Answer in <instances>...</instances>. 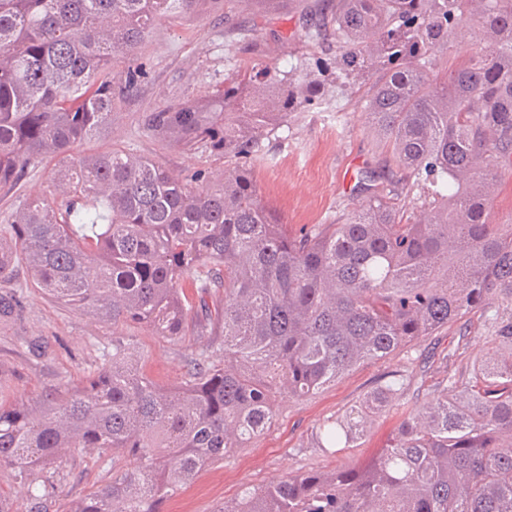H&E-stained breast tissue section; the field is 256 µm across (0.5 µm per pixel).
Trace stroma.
Here are the masks:
<instances>
[{"mask_svg": "<svg viewBox=\"0 0 512 512\" xmlns=\"http://www.w3.org/2000/svg\"><path fill=\"white\" fill-rule=\"evenodd\" d=\"M301 26L298 6L259 16L242 11L234 2L202 16L158 22L140 50L146 79L115 105L110 125L81 143V152L121 147L155 158L183 178L199 169L220 175L223 159L166 147L143 128V113L216 91L225 78L248 74L255 65L284 71L303 62L322 71L329 81L325 99L292 113L287 126L264 140L263 152L253 165L255 180L263 201L282 215L289 231L336 223L364 199L357 186L360 170H376L387 184L396 182L401 173L379 148L363 115L361 90L354 85L340 93L332 88L329 56L318 48L304 52ZM15 277L23 285L24 308L19 320L0 327V399L36 400L49 389L96 374L111 362V327L32 288L25 265L17 266ZM126 341L138 351L143 372L166 387L185 381L191 354L204 345L203 339L190 334L169 341L145 326L128 328ZM487 342L483 323L473 319L467 331L451 324L422 340L418 350L427 360L457 347L450 369L464 373ZM403 363V357L395 355L361 364L310 398L276 393V417L269 430L234 456L202 470L186 489L163 502L161 512H220L248 484L276 483L298 470L371 463L390 443L401 410L393 408L377 417L360 447L337 455L314 447L312 435ZM64 473L60 500L64 506L112 478L109 462L81 454L68 455Z\"/></svg>", "mask_w": 512, "mask_h": 512, "instance_id": "1", "label": "stroma"}]
</instances>
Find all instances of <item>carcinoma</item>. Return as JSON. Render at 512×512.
I'll return each instance as SVG.
<instances>
[{"label": "carcinoma", "instance_id": "carcinoma-1", "mask_svg": "<svg viewBox=\"0 0 512 512\" xmlns=\"http://www.w3.org/2000/svg\"><path fill=\"white\" fill-rule=\"evenodd\" d=\"M222 0H0V192L54 161L45 193L0 224V321L22 311L17 261L52 300L112 325V364L37 403H0V471L31 490L26 512H160L203 468L271 427L273 396L316 394L470 314L491 347L442 370L403 412L373 465L297 471L250 485L224 512H512V224L479 190L512 170V0H322L300 40L336 47V88L370 85L365 115L403 178L360 173L363 205L337 224L287 230L259 195L263 139L320 95L314 71L260 69L146 112L169 148L224 159L189 179L120 148L78 146L144 77L156 22ZM262 13L285 0H237ZM468 38L463 60L448 64ZM126 63L121 73L117 63ZM176 340L221 336L173 390L128 352L121 327ZM405 366L324 422L316 448H356L403 400ZM118 453L112 479L56 508L66 454Z\"/></svg>", "mask_w": 512, "mask_h": 512}]
</instances>
